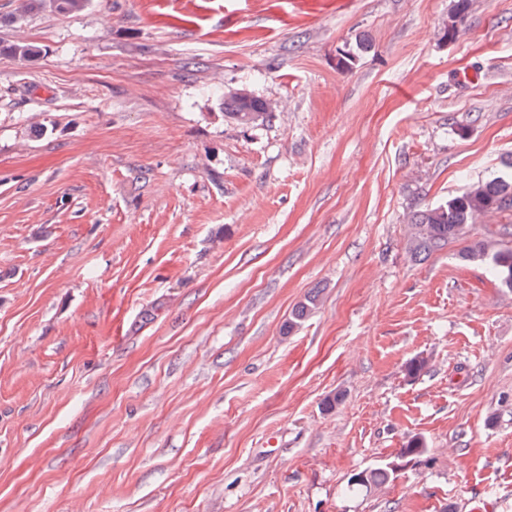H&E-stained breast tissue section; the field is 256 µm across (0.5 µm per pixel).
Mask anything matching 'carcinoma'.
Masks as SVG:
<instances>
[{"label":"carcinoma","instance_id":"cac0c4a2","mask_svg":"<svg viewBox=\"0 0 512 512\" xmlns=\"http://www.w3.org/2000/svg\"><path fill=\"white\" fill-rule=\"evenodd\" d=\"M18 13L24 16L45 6H50L60 13H74L84 9L89 0H19ZM469 8V0H454L451 16V27L448 35L456 38L459 24L463 23ZM9 53L20 62H25L37 56V50L25 44H11L0 47V52ZM224 116L236 125L244 128H256L269 123L273 117V106L250 94L239 95L228 92L224 95ZM512 198V176L497 177L490 181L476 182L466 185L447 202L435 207L417 211L411 218L416 232L411 240L414 257L426 259L431 254L443 250L448 243L462 235L464 228L475 222V219L486 212L512 208L503 204L504 197ZM465 257L472 261L490 262L493 275L500 284L512 289V282L505 277L512 276V249L499 248L488 241H476L467 247ZM320 291H311L303 301L299 302L288 320V329H293L299 323L314 313L319 304ZM391 466L378 467L361 471L350 477L352 488L371 490L385 484L394 474Z\"/></svg>","mask_w":512,"mask_h":512}]
</instances>
